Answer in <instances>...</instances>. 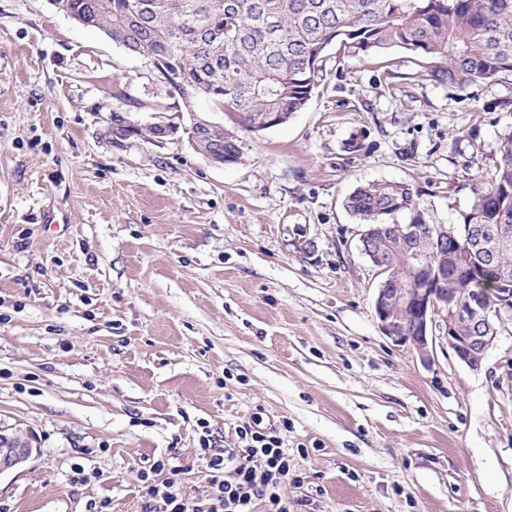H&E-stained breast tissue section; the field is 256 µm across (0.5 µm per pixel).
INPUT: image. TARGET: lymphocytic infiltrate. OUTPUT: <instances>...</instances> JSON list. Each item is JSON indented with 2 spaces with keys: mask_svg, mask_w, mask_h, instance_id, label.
Segmentation results:
<instances>
[{
  "mask_svg": "<svg viewBox=\"0 0 512 512\" xmlns=\"http://www.w3.org/2000/svg\"><path fill=\"white\" fill-rule=\"evenodd\" d=\"M245 446L214 448L202 442L198 454L211 476L212 493L202 502L189 501L181 490L183 469L164 460L142 476L141 512H301L302 500H288L286 483L304 485L277 429L246 422L240 429Z\"/></svg>",
  "mask_w": 512,
  "mask_h": 512,
  "instance_id": "1",
  "label": "lymphocytic infiltrate"
}]
</instances>
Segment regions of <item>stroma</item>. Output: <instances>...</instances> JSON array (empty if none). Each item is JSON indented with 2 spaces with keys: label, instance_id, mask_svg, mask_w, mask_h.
Here are the masks:
<instances>
[{
  "label": "stroma",
  "instance_id": "35a3bbf8",
  "mask_svg": "<svg viewBox=\"0 0 512 512\" xmlns=\"http://www.w3.org/2000/svg\"><path fill=\"white\" fill-rule=\"evenodd\" d=\"M439 66L334 44L305 108L239 129L219 167L146 58L49 0H0V427L35 448L0 512H140L142 470L172 456L200 501L202 439L239 447L254 417L281 428L306 512H512V322L476 369L393 346L345 207L407 181L429 223H462L512 74ZM223 131L224 149L222 150L221 148H216L214 153L206 154V158L215 165H224V161L229 165L240 163L243 158V151H240L243 149V147L237 146L242 143L241 138L234 129L228 128L225 125Z\"/></svg>",
  "mask_w": 512,
  "mask_h": 512
}]
</instances>
